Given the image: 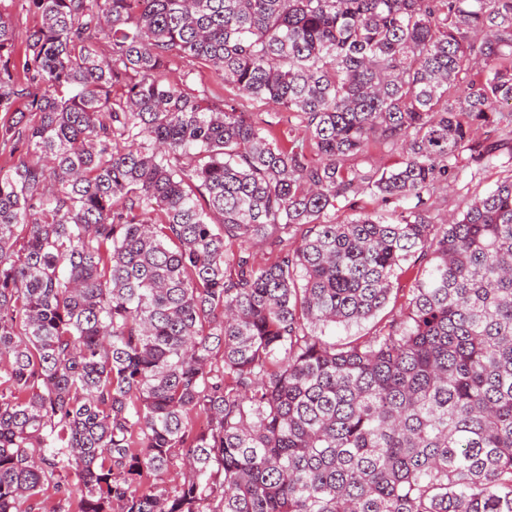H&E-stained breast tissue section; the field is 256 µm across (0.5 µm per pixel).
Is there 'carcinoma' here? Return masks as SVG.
Instances as JSON below:
<instances>
[{
    "instance_id": "1",
    "label": "carcinoma",
    "mask_w": 512,
    "mask_h": 512,
    "mask_svg": "<svg viewBox=\"0 0 512 512\" xmlns=\"http://www.w3.org/2000/svg\"><path fill=\"white\" fill-rule=\"evenodd\" d=\"M31 4L22 57L0 12V512H512V177L424 198L512 125V0ZM372 142L402 161L347 164ZM363 192L403 206L330 218ZM412 267L400 320L325 339ZM190 70L193 74L191 75L193 83L189 84L190 87L204 84L207 85L213 94V100L217 104H222V101L235 98L237 103H240V109L245 112H285L283 108H280L272 103H266L262 101H249L244 98L234 96V91L224 85V83L217 81L214 77L213 69L204 62L199 61H188L183 60L171 67L166 73V82L174 85L181 86L182 75L184 72Z\"/></svg>"
}]
</instances>
